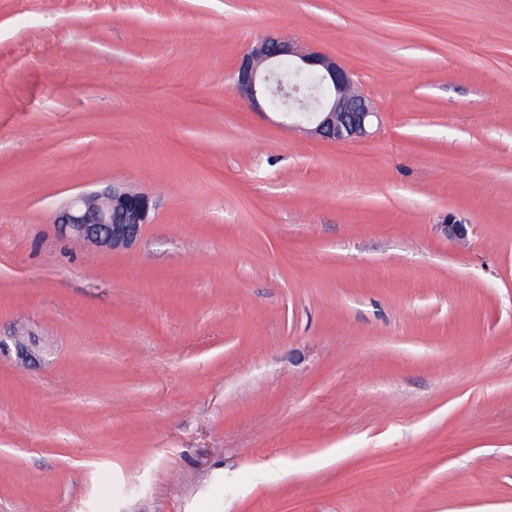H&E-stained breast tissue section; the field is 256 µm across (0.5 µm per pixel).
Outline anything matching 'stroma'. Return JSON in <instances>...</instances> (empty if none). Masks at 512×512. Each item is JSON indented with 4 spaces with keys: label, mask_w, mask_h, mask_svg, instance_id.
<instances>
[{
    "label": "stroma",
    "mask_w": 512,
    "mask_h": 512,
    "mask_svg": "<svg viewBox=\"0 0 512 512\" xmlns=\"http://www.w3.org/2000/svg\"><path fill=\"white\" fill-rule=\"evenodd\" d=\"M271 35L368 139L231 100ZM289 507L512 512V0H0V512ZM149 211L147 195L112 185L70 198L56 213L54 224L66 239L116 251L135 243Z\"/></svg>",
    "instance_id": "35a3bbf8"
}]
</instances>
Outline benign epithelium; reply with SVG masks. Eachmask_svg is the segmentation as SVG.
Instances as JSON below:
<instances>
[{"label": "benign epithelium", "instance_id": "7a95c632", "mask_svg": "<svg viewBox=\"0 0 512 512\" xmlns=\"http://www.w3.org/2000/svg\"><path fill=\"white\" fill-rule=\"evenodd\" d=\"M293 64L296 78L283 83L282 61ZM234 96L253 109L284 114L325 142L361 141L378 113L353 90L350 70L338 60L297 42L270 37L245 52L237 62ZM150 198L112 185L70 198L56 213L60 236L116 250L132 246L147 223Z\"/></svg>", "mask_w": 512, "mask_h": 512}]
</instances>
